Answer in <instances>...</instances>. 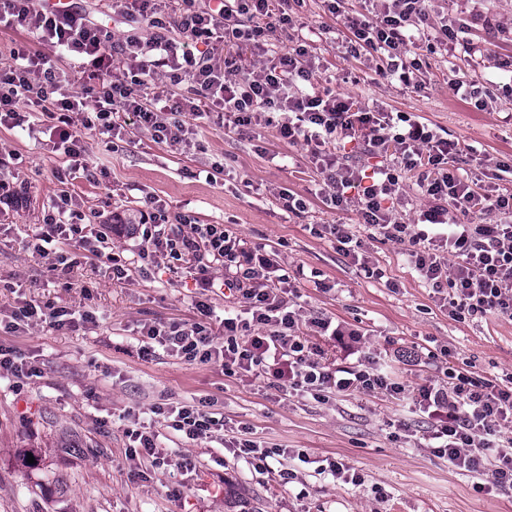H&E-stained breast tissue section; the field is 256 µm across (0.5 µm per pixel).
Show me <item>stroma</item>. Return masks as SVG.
I'll use <instances>...</instances> for the list:
<instances>
[{"label":"stroma","mask_w":512,"mask_h":512,"mask_svg":"<svg viewBox=\"0 0 512 512\" xmlns=\"http://www.w3.org/2000/svg\"><path fill=\"white\" fill-rule=\"evenodd\" d=\"M428 10L466 27L469 44L424 57L414 89L376 75L369 54H347L346 20L330 14L324 0H304L299 20L324 85L359 107L414 115L457 142L454 167L480 180L492 165L512 166V0H430ZM492 23L499 34L489 31ZM456 80L493 85L496 102L481 110L461 100ZM83 137L99 175L62 182L57 174L70 160L48 134L0 126V172L20 196L15 207L0 209V317L29 302L91 316L73 327L0 332V345L19 348L38 369L23 388L0 383V512H512V492L432 454L427 442L436 420L411 401L356 392L323 401L226 375L217 364L142 357L136 339L143 324L195 321L202 298L214 308V332L222 333L224 298L208 295L192 261L147 265L138 257L139 239L116 235L112 248L125 262L126 279L114 280L93 256L62 278L26 242L61 192L88 215L133 214L154 196L170 215L227 225L248 247L277 253L304 315L360 330L363 356L390 365L410 389L448 366L476 378L512 377V319L450 317L407 245L314 196L320 175L305 149L273 127L240 134L213 124L186 150L133 127L115 150L93 130ZM215 162L223 172L206 179ZM283 188L308 197L305 213L282 209ZM325 224L349 225L380 276H368L320 235ZM205 398L225 430L247 429L251 440L289 449L291 457L262 471L233 456L222 438L183 444L154 413ZM142 425L161 432L167 448L195 458L196 469L143 459L139 477H131L127 432ZM300 451L307 462L297 459ZM331 461L352 468L360 482L325 474ZM286 471L292 480H283Z\"/></svg>","instance_id":"stroma-1"}]
</instances>
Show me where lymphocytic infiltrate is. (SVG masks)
Here are the masks:
<instances>
[{
	"label": "lymphocytic infiltrate",
	"mask_w": 512,
	"mask_h": 512,
	"mask_svg": "<svg viewBox=\"0 0 512 512\" xmlns=\"http://www.w3.org/2000/svg\"><path fill=\"white\" fill-rule=\"evenodd\" d=\"M286 0H175L159 7L156 0H113L112 10L128 28L120 39L75 8H39L35 0H0V23L22 28L70 56L86 74L83 92L73 91L51 58L23 46L0 59V124L23 125L25 114L40 108L53 122L55 147L71 159L72 171L87 169V148L79 127H94L106 142L133 126L155 142L181 149L194 131L193 119L221 117L239 131L257 123L277 127L290 144L302 145L319 170L318 195L330 208L356 210L363 223L383 238L409 245L420 276L441 293L457 319L489 314L512 319V224H485L490 213L512 214V194L481 185L450 170L448 157L457 145L405 112H376L357 106L345 94L321 85L310 62V44L295 32ZM427 0H368L364 11L347 17L346 51H368L379 75L407 88L417 85L421 60L410 47L427 52L457 41L459 33L432 20ZM286 39L288 48L271 50ZM250 46L261 58L258 72L247 75L231 46ZM163 74L174 92L169 98L146 93L147 80ZM347 143L376 157L372 169L334 153ZM417 173L423 195L433 204L420 225L402 221L396 209L405 193V176ZM86 216L61 195L33 236L34 250L53 271L68 274L75 261L65 245L112 264L123 278L110 247L113 224L124 223L111 212L91 232ZM157 199H146L131 237L140 239L139 257L146 262L197 259L198 274L209 271L208 259L242 261L240 275L221 280L229 307L224 334L216 336L210 303L196 301L198 321L151 323L142 329L143 356L163 351L187 363L218 364L226 374L265 377L317 397L346 392L405 394L406 388L373 359L330 368L320 347L307 343L304 330L344 342L353 336L345 324L323 317H304L284 296L289 276L277 255L247 250L242 238L220 224H197L178 216L176 231ZM455 261H447V254ZM66 309L25 304L0 319V330L16 333L45 325L61 327ZM445 380L418 386L414 401L440 421L431 449L449 463L473 472H489L493 485L512 492V386L446 369ZM168 428L191 441L211 437L219 419L195 405H169Z\"/></svg>",
	"instance_id": "lymphocytic-infiltrate-1"
}]
</instances>
